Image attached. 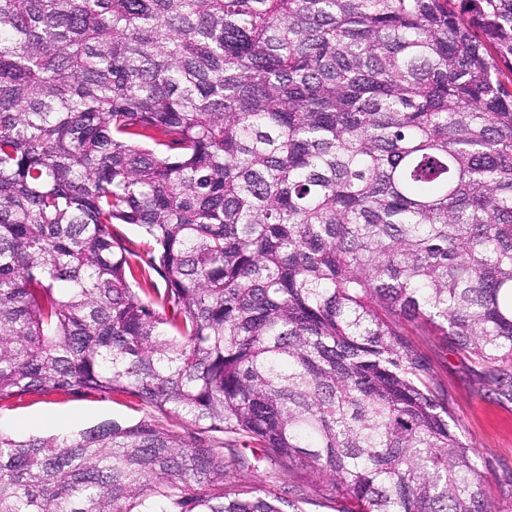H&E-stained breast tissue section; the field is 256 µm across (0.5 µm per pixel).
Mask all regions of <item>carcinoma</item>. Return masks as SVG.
Instances as JSON below:
<instances>
[{
    "instance_id": "1",
    "label": "carcinoma",
    "mask_w": 512,
    "mask_h": 512,
    "mask_svg": "<svg viewBox=\"0 0 512 512\" xmlns=\"http://www.w3.org/2000/svg\"><path fill=\"white\" fill-rule=\"evenodd\" d=\"M419 332L512 401V0H0V402L244 443L0 432V512H494ZM55 422L43 423L44 418ZM149 412L129 395L30 393L0 402V430L22 438L86 428L103 420L137 422ZM159 423L163 424L167 428L173 430L174 432H177L181 435H193L204 438L207 442H210L216 447L224 446L226 448H242L243 444L242 442H235L232 437H230L227 434H221V433H205L202 435H196L195 432L197 430L194 429V427L188 426L185 422L182 420L176 418V417H168V418H160L159 417ZM224 443V445H223ZM231 481H246L263 492L288 497V489L294 484V480L282 473H268L263 467L258 470H233Z\"/></svg>"
}]
</instances>
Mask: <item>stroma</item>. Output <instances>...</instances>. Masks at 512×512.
<instances>
[{
	"instance_id": "1",
	"label": "stroma",
	"mask_w": 512,
	"mask_h": 512,
	"mask_svg": "<svg viewBox=\"0 0 512 512\" xmlns=\"http://www.w3.org/2000/svg\"><path fill=\"white\" fill-rule=\"evenodd\" d=\"M416 342L448 392L464 440L486 465L495 512H512V401L481 393L466 360L441 337L420 336ZM148 416L136 399L116 393L35 392L0 402V430L22 438Z\"/></svg>"
}]
</instances>
